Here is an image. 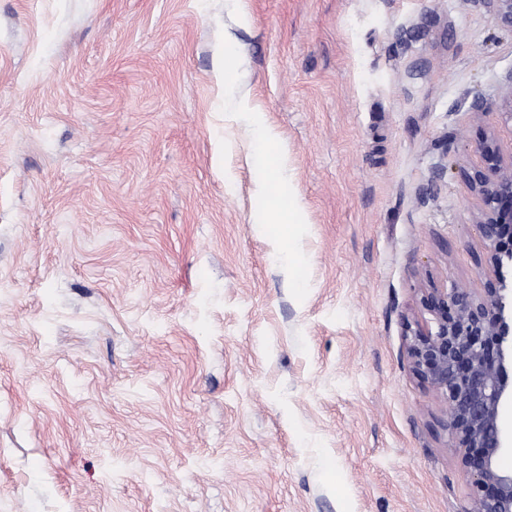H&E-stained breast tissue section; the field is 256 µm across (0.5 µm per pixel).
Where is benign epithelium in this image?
Instances as JSON below:
<instances>
[{
    "instance_id": "7a95c632",
    "label": "benign epithelium",
    "mask_w": 512,
    "mask_h": 512,
    "mask_svg": "<svg viewBox=\"0 0 512 512\" xmlns=\"http://www.w3.org/2000/svg\"><path fill=\"white\" fill-rule=\"evenodd\" d=\"M494 19L512 26V0H483ZM484 166L467 176L483 202L476 227L488 245L479 265V293L467 288L425 289L420 303L432 324L409 335V369L447 405L445 426L470 487V512H512V469L500 458L512 451L503 414L512 408V151L489 131L476 145Z\"/></svg>"
}]
</instances>
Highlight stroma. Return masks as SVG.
Returning a JSON list of instances; mask_svg holds the SVG:
<instances>
[{
	"label": "stroma",
	"mask_w": 512,
	"mask_h": 512,
	"mask_svg": "<svg viewBox=\"0 0 512 512\" xmlns=\"http://www.w3.org/2000/svg\"><path fill=\"white\" fill-rule=\"evenodd\" d=\"M511 73L484 0H0V512H461L406 333L484 286ZM240 65L239 51L233 43V39L229 36L224 39V56L220 55L217 58V74L224 75V87L228 83L230 75L235 74ZM233 109L249 116L253 140L261 151L267 152L265 171L256 181V189L264 196H270L272 181L281 182L287 175V155L278 146V133L263 119L262 113L256 111L250 104L246 93H239L231 100ZM300 205L296 199L288 198V204L278 199L271 201L268 208L267 224H300L298 214Z\"/></svg>",
	"instance_id": "obj_1"
}]
</instances>
